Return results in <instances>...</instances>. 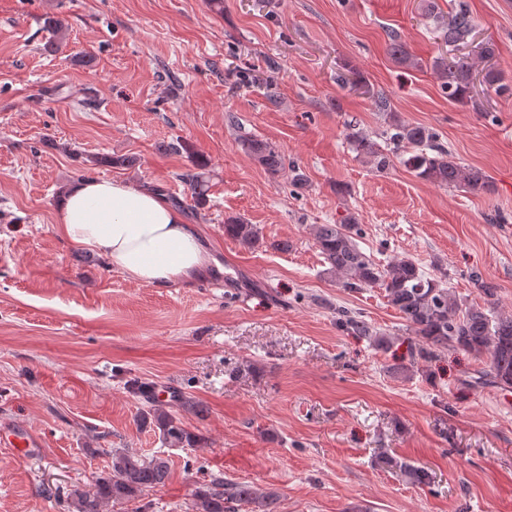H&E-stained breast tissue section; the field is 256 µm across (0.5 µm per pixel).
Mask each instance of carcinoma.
Here are the masks:
<instances>
[{
    "instance_id": "cac0c4a2",
    "label": "carcinoma",
    "mask_w": 512,
    "mask_h": 512,
    "mask_svg": "<svg viewBox=\"0 0 512 512\" xmlns=\"http://www.w3.org/2000/svg\"><path fill=\"white\" fill-rule=\"evenodd\" d=\"M43 27L50 35L46 48L54 50L65 38V28L56 16L44 17ZM474 28V18L462 4L449 15L445 30L448 44L464 41ZM388 51L400 64L411 62L400 37L389 36ZM439 72L441 89L453 103L468 100L473 83L472 65L463 59H441L434 62ZM482 83L500 96H512V85L505 82L501 72L486 70ZM345 136L358 155L372 160L376 170L383 172L390 166V156L385 154L372 136L355 122L345 124ZM386 139L394 150H403L407 158L403 163L416 177L437 186L463 187L472 194H488L494 185L488 175L479 169L465 166L448 152L439 133L427 126L412 124L392 116ZM245 151L265 170L278 173L284 165L282 155L268 142L251 135L240 136ZM189 186L191 197L199 204L206 201L209 187L203 173L189 171L182 175ZM315 245L329 265V272L336 274L349 289L380 288L388 303L407 322L415 335L411 349L414 363L428 362L449 349L461 350L477 359L485 360L482 376L502 390L512 389V314H496V288L478 273L471 276L483 303H463L453 296L447 286V273L430 275L409 257L395 258L384 264L376 262L364 252L358 238L361 225L353 216H346L336 224H314L311 227ZM224 234L253 247L259 244L255 225L230 220L224 225ZM336 325L343 331L369 339L375 346L383 347L389 337L382 335L363 315L348 310L339 311ZM147 411L141 413L142 422L159 430V438L166 448H196L201 438L186 428L175 414L149 395ZM411 483L426 480L424 470L405 461L388 459ZM169 475V461L163 454L146 457L116 448L112 450L110 472L99 477L94 486L84 489L78 485L60 498L63 512H105L109 503L132 501L145 491L165 482ZM278 497L275 492L257 485L231 483L215 478L194 493L191 512H236L238 507L248 512H277Z\"/></svg>"
}]
</instances>
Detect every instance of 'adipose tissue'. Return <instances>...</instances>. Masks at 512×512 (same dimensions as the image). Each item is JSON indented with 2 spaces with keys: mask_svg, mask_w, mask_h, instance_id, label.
<instances>
[{
  "mask_svg": "<svg viewBox=\"0 0 512 512\" xmlns=\"http://www.w3.org/2000/svg\"><path fill=\"white\" fill-rule=\"evenodd\" d=\"M56 221L65 238L87 247L130 278L167 287L194 279L211 257L186 214L157 192L118 179H83L61 193Z\"/></svg>",
  "mask_w": 512,
  "mask_h": 512,
  "instance_id": "ef3b65f1",
  "label": "adipose tissue"
}]
</instances>
